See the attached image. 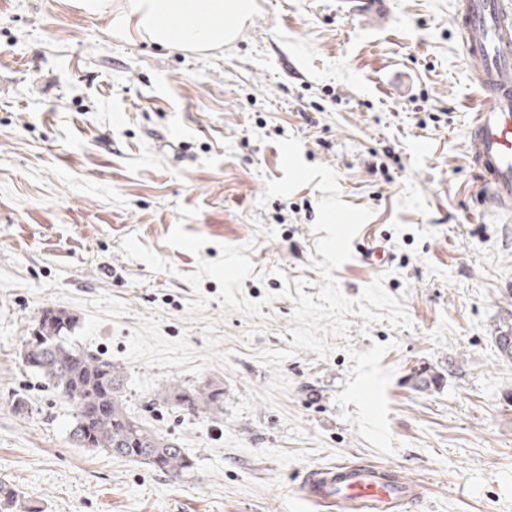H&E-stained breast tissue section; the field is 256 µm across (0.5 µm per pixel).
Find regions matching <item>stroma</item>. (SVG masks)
Here are the masks:
<instances>
[{
    "label": "stroma",
    "mask_w": 512,
    "mask_h": 512,
    "mask_svg": "<svg viewBox=\"0 0 512 512\" xmlns=\"http://www.w3.org/2000/svg\"><path fill=\"white\" fill-rule=\"evenodd\" d=\"M457 0H253L234 39L164 46L84 0H0V481L39 512H314L302 476L340 461L422 484L406 512H512V220L473 212L468 130L480 100ZM332 167L371 210L334 275L358 297L382 278L412 322L349 341L387 345L392 451L341 419V350L284 361L288 387L214 420L156 401L214 380L224 406L263 392V349H288L297 293L317 295L308 185L283 178L280 135ZM395 153L383 180L374 161ZM382 246L381 258L366 247ZM72 343L127 371L131 414L194 463L173 481L78 448L75 410L21 353L42 309ZM428 386H421V379Z\"/></svg>",
    "instance_id": "1"
}]
</instances>
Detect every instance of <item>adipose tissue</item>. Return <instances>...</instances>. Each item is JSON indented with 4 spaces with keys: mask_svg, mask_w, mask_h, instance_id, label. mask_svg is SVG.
<instances>
[{
    "mask_svg": "<svg viewBox=\"0 0 512 512\" xmlns=\"http://www.w3.org/2000/svg\"><path fill=\"white\" fill-rule=\"evenodd\" d=\"M251 0H130V17L162 45H206L224 36V17L242 16Z\"/></svg>",
    "mask_w": 512,
    "mask_h": 512,
    "instance_id": "1",
    "label": "adipose tissue"
}]
</instances>
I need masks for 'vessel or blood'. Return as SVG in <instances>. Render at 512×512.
I'll return each mask as SVG.
<instances>
[{"mask_svg":"<svg viewBox=\"0 0 512 512\" xmlns=\"http://www.w3.org/2000/svg\"><path fill=\"white\" fill-rule=\"evenodd\" d=\"M454 23L475 68L481 100L470 129L475 179L470 195L482 212L512 211V9L505 0H457ZM421 487L379 465L344 461L309 471L299 496L321 512H401Z\"/></svg>","mask_w":512,"mask_h":512,"instance_id":"obj_1","label":"vessel or blood"}]
</instances>
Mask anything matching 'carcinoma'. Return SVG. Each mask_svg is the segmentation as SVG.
Masks as SVG:
<instances>
[{
  "instance_id": "obj_1",
  "label": "carcinoma",
  "mask_w": 512,
  "mask_h": 512,
  "mask_svg": "<svg viewBox=\"0 0 512 512\" xmlns=\"http://www.w3.org/2000/svg\"><path fill=\"white\" fill-rule=\"evenodd\" d=\"M76 325L74 315L47 308L23 350L27 366L74 406L70 434L74 444L146 464L170 478L189 473L193 462L175 439L130 416L124 401V368L66 340L65 331ZM156 397L176 410L214 419L224 415V390L213 381L192 387L164 385ZM14 508L34 512L18 490L0 483V512Z\"/></svg>"
}]
</instances>
